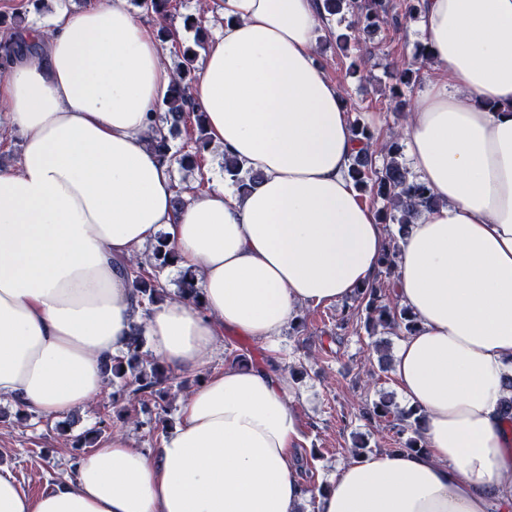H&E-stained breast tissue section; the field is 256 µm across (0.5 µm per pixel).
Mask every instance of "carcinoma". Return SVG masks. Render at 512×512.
I'll return each instance as SVG.
<instances>
[{
  "mask_svg": "<svg viewBox=\"0 0 512 512\" xmlns=\"http://www.w3.org/2000/svg\"><path fill=\"white\" fill-rule=\"evenodd\" d=\"M138 6L158 22L159 36L165 41L171 40L176 47L177 57L171 94L163 110L155 113L147 132V142L157 152L161 162L170 166L176 164L181 170L192 173L199 168L202 155L211 147L203 113L196 109L191 95L192 72L195 71L198 50L206 46V34L201 26L205 10H200L196 16L184 17L183 27L195 30L194 44L185 45L180 42L177 29L173 27L172 0H142ZM318 10L325 20L336 17L338 22L345 23V33L338 36V41L343 49L356 51L357 68L366 65L375 54L376 47L371 44L373 34L384 26L396 29L401 25V16L394 11L390 0H318ZM26 30L27 26L19 23L3 32V39L0 40V76L5 74L14 46L22 40ZM393 73L396 83L390 87L388 110L402 112L407 103L406 96L420 84V74L411 62L396 67ZM189 115L195 118V138L190 140L189 146L173 152L171 140L179 134L180 124ZM352 127L361 148L351 159L348 175L359 192L374 202L383 203L378 209L380 223L397 226V234L391 237L392 245L381 259V268L389 279L387 288L393 289L397 235L407 225L414 223L425 210L436 206L437 200L403 162V146L398 133L394 132L378 143L374 141V134L365 123L357 119L352 122ZM379 157L383 158L380 164L377 163ZM223 158L224 179L237 190L245 193L260 183V174L245 168L237 157L225 152ZM176 260V254L168 248L164 236L160 235L154 244L152 256L143 260L136 255L118 261L127 279L131 281L138 298L137 309L144 318H149L154 307L174 295L198 300L200 288L194 282V275L189 272L178 277L176 290L172 293L162 284L160 272ZM354 301L365 307L366 330L372 336L380 329L403 335L414 328L411 316L387 298L375 282L358 292ZM143 330L142 325L132 327L127 353L113 358L110 366L106 367L111 373L109 383L135 395H152L156 393V387L162 384L170 388L182 387V384L175 383V378L164 365L144 351ZM361 412L369 420L381 419L389 423L399 438L395 449L421 450L417 425L422 416L414 408L399 407L393 394H381L377 400L365 404ZM109 428L110 424L106 420H100L98 427L77 436L74 446L83 447L95 443L98 436Z\"/></svg>",
  "mask_w": 512,
  "mask_h": 512,
  "instance_id": "carcinoma-1",
  "label": "carcinoma"
}]
</instances>
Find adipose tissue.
Listing matches in <instances>:
<instances>
[{"mask_svg":"<svg viewBox=\"0 0 512 512\" xmlns=\"http://www.w3.org/2000/svg\"><path fill=\"white\" fill-rule=\"evenodd\" d=\"M437 77L402 140L438 201L399 240L398 306L416 317L391 373L424 416V451L349 463L317 512H512V0H423ZM192 88L213 143L259 172L173 204L147 148L173 73L126 0H88L31 30L0 100L24 135L0 171V395L54 420L89 406L125 351L137 297L118 260L165 231L204 306L159 305L150 349L175 373L206 369L220 332L276 347L304 306L371 283L381 224L347 175L358 150L317 54L316 0H224ZM276 365L210 374L158 448L115 430L76 475L30 498L0 466V512H298L299 437Z\"/></svg>","mask_w":512,"mask_h":512,"instance_id":"ef3b65f1","label":"adipose tissue"}]
</instances>
